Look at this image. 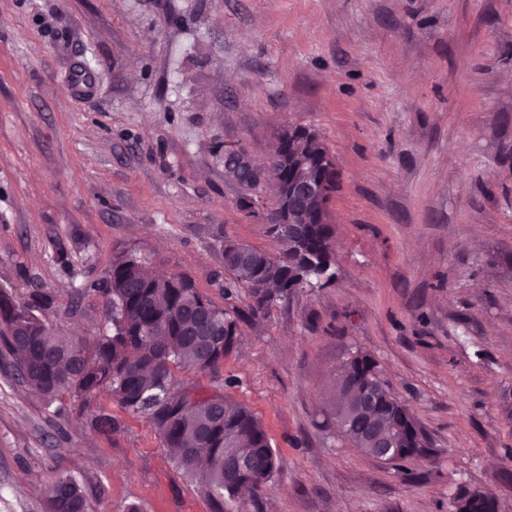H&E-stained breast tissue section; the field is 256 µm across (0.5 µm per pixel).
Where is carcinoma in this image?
Instances as JSON below:
<instances>
[{
	"mask_svg": "<svg viewBox=\"0 0 512 512\" xmlns=\"http://www.w3.org/2000/svg\"><path fill=\"white\" fill-rule=\"evenodd\" d=\"M291 133L283 150L309 157L308 175L328 180L318 135L299 126L291 127ZM225 177L238 186L240 205L251 208L262 191L260 183L245 173ZM296 217L303 237L299 247L278 235L274 239L282 250L275 255L234 241L224 243V281L248 288L254 316L301 291L299 283L322 288L333 278V229L327 216L306 208ZM87 292L99 295L106 308V332L92 341L50 331L46 312L55 307L52 294L37 292L24 301L0 289V357L9 361L18 380L46 404L56 405L58 415L68 414L76 403L84 404L100 391L108 392L126 412L149 420L184 473L192 475L198 462H207V487L216 512H223L224 497L235 498L243 488L252 490L253 503H258L280 470L263 422L228 394L200 392L196 401H190L185 395L189 386L179 377H217L224 357L237 344L241 317L217 306L185 273L174 272L165 283L150 279L134 256L117 257L103 276L77 289L79 295ZM370 380L379 385L378 428L399 435L390 462H406L424 453L427 439L410 408L393 394L377 362L359 352L350 355L336 374V418L344 420L340 433L362 454L374 456L366 438L368 418L356 402ZM91 426L117 433L122 424L102 409L92 417ZM229 445L248 452L249 470L224 464ZM86 505L76 481L60 476L46 512H82ZM452 506L454 512H497L495 496L478 489L458 490Z\"/></svg>",
	"mask_w": 512,
	"mask_h": 512,
	"instance_id": "obj_1",
	"label": "carcinoma"
}]
</instances>
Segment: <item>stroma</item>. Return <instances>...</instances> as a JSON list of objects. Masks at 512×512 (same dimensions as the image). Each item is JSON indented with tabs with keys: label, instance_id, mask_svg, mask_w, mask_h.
I'll return each mask as SVG.
<instances>
[{
	"label": "stroma",
	"instance_id": "stroma-1",
	"mask_svg": "<svg viewBox=\"0 0 512 512\" xmlns=\"http://www.w3.org/2000/svg\"><path fill=\"white\" fill-rule=\"evenodd\" d=\"M289 125L336 161L335 278L251 319L222 246L280 245L217 148L261 162ZM122 254L242 317L219 379L187 380L256 412L281 470L224 512H449L461 486L512 512V0H0V289L91 340L104 303L74 291ZM356 350L428 436L404 466L336 431ZM59 476L89 512H215L146 418L104 393L58 418L0 359V512H45Z\"/></svg>",
	"mask_w": 512,
	"mask_h": 512
}]
</instances>
